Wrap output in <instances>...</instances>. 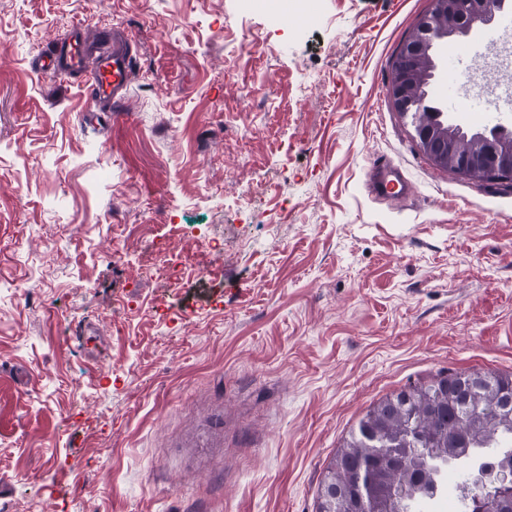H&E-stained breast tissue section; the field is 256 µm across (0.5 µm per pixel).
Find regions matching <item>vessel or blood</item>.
I'll return each mask as SVG.
<instances>
[{
    "label": "vessel or blood",
    "mask_w": 512,
    "mask_h": 512,
    "mask_svg": "<svg viewBox=\"0 0 512 512\" xmlns=\"http://www.w3.org/2000/svg\"><path fill=\"white\" fill-rule=\"evenodd\" d=\"M131 39L123 32L112 35L110 45L102 46L85 37L82 29L48 50L41 59L44 71L87 74L88 96L98 110H108L124 97L131 74ZM367 188L377 198L406 197L410 184L403 171L393 163L374 160L369 167Z\"/></svg>",
    "instance_id": "obj_1"
}]
</instances>
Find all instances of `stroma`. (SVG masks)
<instances>
[{"label": "stroma", "mask_w": 512, "mask_h": 512, "mask_svg": "<svg viewBox=\"0 0 512 512\" xmlns=\"http://www.w3.org/2000/svg\"><path fill=\"white\" fill-rule=\"evenodd\" d=\"M317 4L0 0L10 512H316L370 406L512 374V185L434 166L383 92L431 0ZM77 26L134 41L117 111L34 67ZM376 157L406 199L368 195ZM160 240L195 268L173 290Z\"/></svg>", "instance_id": "obj_1"}]
</instances>
